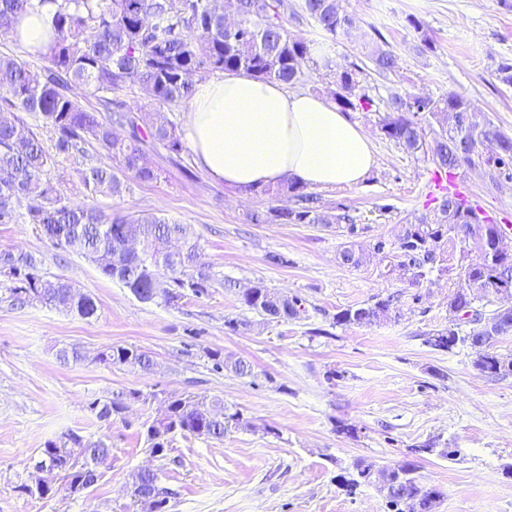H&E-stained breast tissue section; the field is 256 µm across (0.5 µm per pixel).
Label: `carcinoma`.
Here are the masks:
<instances>
[{"label": "carcinoma", "instance_id": "1", "mask_svg": "<svg viewBox=\"0 0 512 512\" xmlns=\"http://www.w3.org/2000/svg\"><path fill=\"white\" fill-rule=\"evenodd\" d=\"M46 4L53 39L46 51L38 53L42 65L9 56H0V109L34 114L52 132L53 150L38 136L21 126L17 117L0 118V224H33L61 250L74 251L91 262L99 274L121 283L141 302L161 301L176 307L187 293L202 296L213 281L209 271L189 269L196 245L187 254L165 251L173 239L185 236L182 224L154 213L105 214L91 203L98 195L120 198L128 189L127 175L140 182H153L159 171L144 161L145 150L163 153L173 160L186 151L178 125L162 115L156 106L180 103L194 92L192 78L224 71H235L260 80L288 85L304 80L307 64L329 71L332 100L343 112L368 110L373 100L357 94L356 66L340 73L332 69L328 57L315 59L311 41L293 34L282 24L288 0H234L238 28L231 29L224 19V0H0V35L13 33L18 17ZM302 12L311 25L331 43L349 34L352 19L340 13L339 0H302ZM373 70L384 76L396 67L395 55L375 49L369 55ZM133 86L146 95L150 106L131 110L119 93ZM96 98L104 111L92 112L82 99ZM411 94L390 95L386 113L380 119L382 134L409 153L431 155L435 165L448 174L471 163L473 156L496 155V169L512 167V137L488 123L481 130L463 128L464 116L473 110L465 97L450 92L438 97L423 96L409 109ZM428 115L439 127L431 143L420 115ZM102 151L113 165H91L76 172V179L54 183L48 172L59 165L60 156L85 154L87 148ZM269 201L283 196L294 206H270L248 214L251 224H346L353 236L357 226L340 206V211L320 205L319 199L295 182H283L254 191ZM464 211L471 239L500 234L499 225L469 204L457 192L444 196L429 215L402 225L393 241L378 239L375 254L385 268L398 272L410 286L422 284L427 276L452 271L457 289L448 303L474 306L476 299L512 292V261L487 263L462 252L454 259L449 247L457 236L450 234L457 215ZM139 241L136 252L125 246L127 237ZM0 278L8 283L12 301L24 305L37 300L45 306L65 311L84 308L87 316L97 306L88 294L80 292L60 276H46L37 258L28 253L0 251ZM247 309L265 317V322L288 321L298 317L300 298L285 297L256 282L250 293L239 297ZM394 297H378L367 304L350 306L333 317L336 326L372 325L391 318ZM483 328L467 332L465 324L448 320V328L430 334L425 343L449 352L458 346H486L484 360L477 368L497 376L498 359L494 346L498 339L512 335V308L478 311ZM97 361L143 372L151 370V355L137 348L109 346ZM97 416L107 420L121 414V399L90 403ZM250 423L237 409L205 396L170 394L162 414L145 427L149 451L162 456L166 441L175 434L222 440L235 429ZM81 454L105 461L110 448L101 440L92 441L71 432L50 441L42 451V462L53 470L65 459ZM385 499L398 506L397 512H435L441 492L421 484L411 462L388 467ZM131 482L147 492L157 485L155 471L139 470ZM373 483L371 465L357 461L338 475V484L347 494Z\"/></svg>", "mask_w": 512, "mask_h": 512}]
</instances>
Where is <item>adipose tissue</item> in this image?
I'll list each match as a JSON object with an SVG mask.
<instances>
[{"label":"adipose tissue","mask_w":512,"mask_h":512,"mask_svg":"<svg viewBox=\"0 0 512 512\" xmlns=\"http://www.w3.org/2000/svg\"><path fill=\"white\" fill-rule=\"evenodd\" d=\"M183 136L209 179L243 195L289 179L352 188L375 164L367 134L335 105L238 72L199 85Z\"/></svg>","instance_id":"ef3b65f1"}]
</instances>
